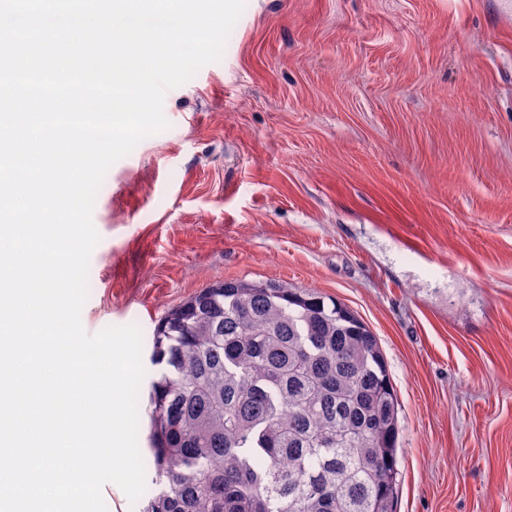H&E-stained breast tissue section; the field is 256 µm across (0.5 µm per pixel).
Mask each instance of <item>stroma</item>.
I'll list each match as a JSON object with an SVG mask.
<instances>
[{
    "label": "stroma",
    "instance_id": "obj_1",
    "mask_svg": "<svg viewBox=\"0 0 512 512\" xmlns=\"http://www.w3.org/2000/svg\"><path fill=\"white\" fill-rule=\"evenodd\" d=\"M96 194L88 333L227 279L370 328L401 406L396 512H512V0H247L220 62Z\"/></svg>",
    "mask_w": 512,
    "mask_h": 512
}]
</instances>
